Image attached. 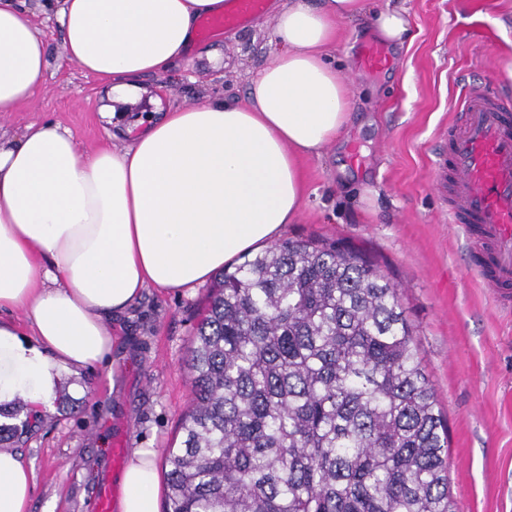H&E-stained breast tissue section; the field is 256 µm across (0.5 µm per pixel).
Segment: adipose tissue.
<instances>
[{
  "label": "adipose tissue",
  "mask_w": 512,
  "mask_h": 512,
  "mask_svg": "<svg viewBox=\"0 0 512 512\" xmlns=\"http://www.w3.org/2000/svg\"><path fill=\"white\" fill-rule=\"evenodd\" d=\"M227 0H60L70 61L105 78L106 98L140 96L196 42L199 20ZM371 17L403 43L404 8L369 0H290L277 16L276 58L245 102L209 101L143 117L133 141L80 156L59 124L0 133V404L49 406L66 374L107 362L105 320L148 287L189 290L231 258L279 239L303 202L302 158L321 156L351 120V91L328 60L339 23ZM50 66L49 46L20 0H0V115L15 111ZM162 464L132 449L118 512H159ZM33 472L0 451V512H28Z\"/></svg>",
  "instance_id": "obj_1"
}]
</instances>
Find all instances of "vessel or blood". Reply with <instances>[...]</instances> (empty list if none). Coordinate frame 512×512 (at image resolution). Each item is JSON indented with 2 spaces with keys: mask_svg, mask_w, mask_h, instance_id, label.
I'll return each mask as SVG.
<instances>
[{
  "mask_svg": "<svg viewBox=\"0 0 512 512\" xmlns=\"http://www.w3.org/2000/svg\"><path fill=\"white\" fill-rule=\"evenodd\" d=\"M228 13L205 19L203 36L229 32L260 15L266 0H231ZM372 70L390 67L387 48L365 43L358 57ZM448 212L469 226L470 267L501 302L512 300V93L467 86L448 128Z\"/></svg>",
  "mask_w": 512,
  "mask_h": 512,
  "instance_id": "1",
  "label": "vessel or blood"
}]
</instances>
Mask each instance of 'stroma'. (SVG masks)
<instances>
[{
    "instance_id": "obj_1",
    "label": "stroma",
    "mask_w": 512,
    "mask_h": 512,
    "mask_svg": "<svg viewBox=\"0 0 512 512\" xmlns=\"http://www.w3.org/2000/svg\"><path fill=\"white\" fill-rule=\"evenodd\" d=\"M197 47L146 95L114 105L102 81L64 54L53 15L34 7L50 67L33 96L0 116L19 133L53 121L80 155L129 142L138 116L209 99L242 101L254 74L276 53V9ZM412 41L389 45L393 65L372 72L357 52L375 36L362 19L340 23L328 50L352 92V121L321 157L301 162L305 185L287 240H323L365 253L400 288L424 370L448 422V489L456 512H512V309L498 305L467 263L448 192L434 182L447 147L461 80L512 87V0H405ZM209 284L180 292L146 289L109 319L112 363L80 370L57 390L52 410L18 447L33 468L30 512H93L97 486L120 481L113 447L179 446L191 397L187 360Z\"/></svg>"
}]
</instances>
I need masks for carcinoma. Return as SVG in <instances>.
<instances>
[{
    "instance_id": "obj_1",
    "label": "carcinoma",
    "mask_w": 512,
    "mask_h": 512,
    "mask_svg": "<svg viewBox=\"0 0 512 512\" xmlns=\"http://www.w3.org/2000/svg\"><path fill=\"white\" fill-rule=\"evenodd\" d=\"M188 368L167 512H455L400 290L359 253L288 241L224 268ZM39 420L0 407V445Z\"/></svg>"
}]
</instances>
